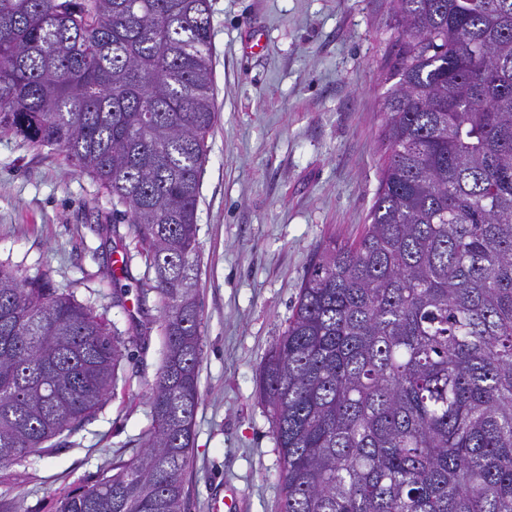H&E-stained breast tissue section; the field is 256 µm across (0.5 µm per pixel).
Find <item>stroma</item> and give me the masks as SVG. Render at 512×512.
Here are the masks:
<instances>
[{
	"mask_svg": "<svg viewBox=\"0 0 512 512\" xmlns=\"http://www.w3.org/2000/svg\"><path fill=\"white\" fill-rule=\"evenodd\" d=\"M215 110L198 206L203 353L185 512L234 492L239 512H279L280 459L258 395L317 248L358 238L385 156L383 98L397 33L389 0H210ZM262 34L264 47L243 49ZM0 264L50 270L56 288L135 342L114 396L26 466L0 467L22 512H57L150 423L161 363L155 271L132 224L64 153L0 136ZM128 285L114 305L113 282Z\"/></svg>",
	"mask_w": 512,
	"mask_h": 512,
	"instance_id": "1",
	"label": "stroma"
}]
</instances>
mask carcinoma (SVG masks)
I'll list each match as a JSON object with an SVG mask.
<instances>
[{
    "label": "carcinoma",
    "mask_w": 512,
    "mask_h": 512,
    "mask_svg": "<svg viewBox=\"0 0 512 512\" xmlns=\"http://www.w3.org/2000/svg\"><path fill=\"white\" fill-rule=\"evenodd\" d=\"M391 3L370 223L316 253L261 367L280 512H512V0ZM213 98L209 0H0V133L100 183L162 304L143 450L58 512H184ZM133 342L1 267L0 466L92 419Z\"/></svg>",
    "instance_id": "cac0c4a2"
}]
</instances>
